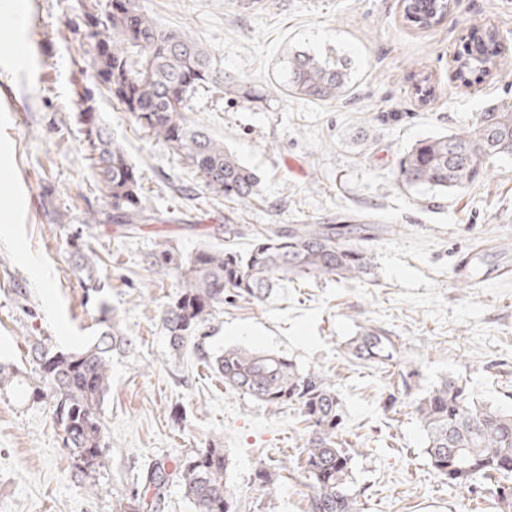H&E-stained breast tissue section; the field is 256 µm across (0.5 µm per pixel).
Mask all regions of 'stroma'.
I'll list each match as a JSON object with an SVG mask.
<instances>
[{
  "label": "stroma",
  "mask_w": 512,
  "mask_h": 512,
  "mask_svg": "<svg viewBox=\"0 0 512 512\" xmlns=\"http://www.w3.org/2000/svg\"><path fill=\"white\" fill-rule=\"evenodd\" d=\"M28 53L0 77V360L28 367L27 339L75 350L97 334L88 283L73 271L81 237L136 347L112 358L101 411L103 468L79 477L45 403L0 394V512H118L151 463L212 445L229 457L239 512H309L310 481L298 465L307 439L299 412L225 390L192 352H172L161 321L173 279L144 259L170 240L183 253L204 244L247 252L254 235L296 224L375 227L370 275L284 283L262 302L217 308L209 346L277 352L326 375L344 411L361 512H494L482 486L451 487L425 454L414 402L442 377L474 398L512 410V282L461 281V253L480 247L477 272L512 262V154L492 158L473 185L439 194L403 184L398 162L417 140L449 134L512 102V0H451L429 28L403 18L402 0H138L159 25L189 33L228 82L255 99L195 93L187 121L224 142L260 178L250 202L213 198L187 165L137 125L98 86L82 25L91 0H26ZM497 31L499 69L464 86L454 59L469 30ZM298 52L352 61L346 95H288ZM432 95L421 102L417 78ZM92 90L103 125L141 174L142 198L164 217L128 238L104 222L111 200L97 186L82 141L79 98ZM230 222L243 238L215 234ZM393 336L389 370L346 355L363 328ZM265 468L274 496L254 480Z\"/></svg>",
  "instance_id": "stroma-1"
}]
</instances>
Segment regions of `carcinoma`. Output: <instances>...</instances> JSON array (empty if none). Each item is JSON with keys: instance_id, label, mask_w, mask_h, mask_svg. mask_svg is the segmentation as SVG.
I'll return each mask as SVG.
<instances>
[{"instance_id": "obj_1", "label": "carcinoma", "mask_w": 512, "mask_h": 512, "mask_svg": "<svg viewBox=\"0 0 512 512\" xmlns=\"http://www.w3.org/2000/svg\"><path fill=\"white\" fill-rule=\"evenodd\" d=\"M404 18L421 28L443 15L446 3L405 0ZM83 25L94 42L92 68L134 123L190 165L211 194L236 204L257 193L258 175L224 142L188 123L184 109L203 87L223 88L224 95H252L245 84L229 85L213 57L179 29L163 28L138 6L137 0H107L105 9L91 6ZM498 44L492 30L480 45L465 46L455 59V75L465 86L497 68ZM349 62L297 54L289 61L284 89L300 99L327 101L345 95ZM79 121L90 153L93 175L111 199L107 221L134 234L161 222L143 205L141 175L123 146L102 125L92 97L81 101ZM512 141V103L483 112L458 132L424 138L400 159V174L409 185L446 191L463 188L484 174L498 155L494 142ZM343 238L334 224H297L284 231L258 235L249 253L203 245L185 254L164 240L147 255L157 277L177 278L178 291L162 313L172 351L190 347L224 387L267 405L295 407L307 424L309 438L299 464L312 481L309 512H359L351 457L341 438L342 402L333 383L317 371L302 370L285 354L241 347L212 352L207 334L215 308L226 298L262 301L283 281L336 277L359 279L372 268V254L361 242L374 228L355 224ZM74 268L92 285L98 281L97 253L73 244ZM102 327L91 343L65 351L35 336L30 343L31 369L0 363V391L23 401L47 403L78 474L87 476L104 464L106 435L102 405L112 387V356L135 345L112 307L99 305ZM348 354L359 361L390 369L397 345L380 329L366 328L349 343ZM415 414L426 435L424 453L451 487L482 483L502 509L512 505V411L474 399L466 385L444 377L415 401ZM229 458L222 448H193L168 466L153 463L140 485L161 500L168 486H180L196 512H238L235 492L226 480Z\"/></svg>"}]
</instances>
